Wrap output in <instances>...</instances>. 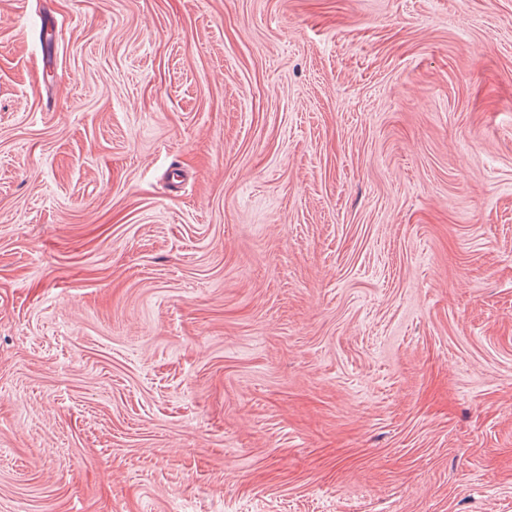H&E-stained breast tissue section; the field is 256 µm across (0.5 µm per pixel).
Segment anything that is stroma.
Returning <instances> with one entry per match:
<instances>
[{
    "instance_id": "1",
    "label": "stroma",
    "mask_w": 512,
    "mask_h": 512,
    "mask_svg": "<svg viewBox=\"0 0 512 512\" xmlns=\"http://www.w3.org/2000/svg\"><path fill=\"white\" fill-rule=\"evenodd\" d=\"M0 512H512V0H0Z\"/></svg>"
}]
</instances>
